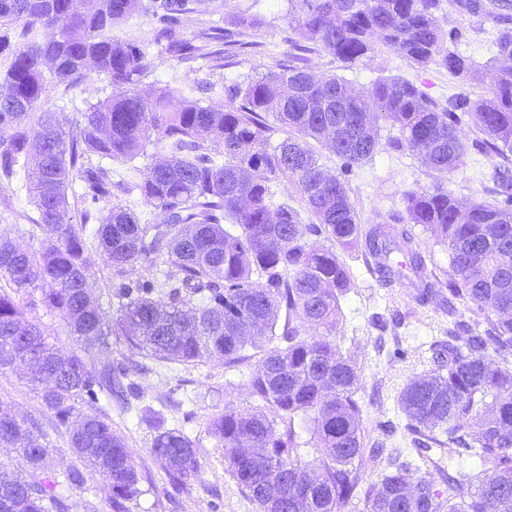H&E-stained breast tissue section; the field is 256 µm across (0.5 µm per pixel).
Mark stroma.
I'll list each match as a JSON object with an SVG mask.
<instances>
[{
  "label": "stroma",
  "mask_w": 512,
  "mask_h": 512,
  "mask_svg": "<svg viewBox=\"0 0 512 512\" xmlns=\"http://www.w3.org/2000/svg\"><path fill=\"white\" fill-rule=\"evenodd\" d=\"M289 8L288 0H258L253 9L258 22L250 34L253 41L261 44L260 54L234 59L221 70L206 68L198 61L177 62L161 47H153L154 70L140 83L141 93L146 95L156 87L166 86L178 99L197 98L205 105L223 100L226 76L264 71L288 52ZM437 21L443 29L457 27L464 31L465 37L456 49L482 64L478 79L454 77L435 66L418 67L382 46L353 64L317 50L307 54L306 64L315 73L344 78L357 90L382 76H400L439 102L462 89L476 97L486 94L491 69L496 64L491 22L480 15L451 9L438 13ZM111 93L105 76L95 74L74 87L51 86L39 109L56 113L64 127L72 129L84 123L90 104ZM493 173V160L483 156H468L458 171L448 174L424 166L409 154L381 150L350 176L349 195L360 223L382 224L392 212L402 209L401 194L408 189L438 185L465 202L489 200ZM23 184L19 177L0 180V200L11 198L14 205L10 212L0 207V235L34 249L39 242L26 219L34 208L27 203ZM340 255L350 269L352 287L341 301L342 317L334 335L340 352L353 362L360 375L358 399L365 448L400 453L411 464L409 478L413 481L426 475L439 484L451 471H488V464L477 458L441 456L426 437L408 430V418L398 403V394L408 380L433 369L432 345L447 338L453 319L480 324L483 316L463 308L456 315H449L447 303L439 298L417 304L411 283L392 288L379 286L360 248L341 250ZM109 358L131 365L129 380L136 387L135 396L128 400L104 396L97 405L124 436L132 464L143 478L144 493L130 503V512H257L227 471L223 449L207 431L213 416L255 406L249 379L256 369L257 357L231 368L218 358L198 364L159 363L137 354L118 338L112 342ZM148 404L164 412L169 426L183 429L195 441L200 463L197 476L174 481L156 461L150 450L151 432L139 420L141 408ZM1 405L38 420L49 439L53 468L62 471L75 463L65 430L56 428L53 417L43 409L25 371H0Z\"/></svg>",
  "instance_id": "35a3bbf8"
}]
</instances>
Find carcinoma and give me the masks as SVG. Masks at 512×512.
<instances>
[{
  "label": "carcinoma",
  "instance_id": "obj_1",
  "mask_svg": "<svg viewBox=\"0 0 512 512\" xmlns=\"http://www.w3.org/2000/svg\"><path fill=\"white\" fill-rule=\"evenodd\" d=\"M446 1L458 12L484 11L480 0H296L288 38L294 63L239 76L224 85L222 103L185 98L175 105L166 87L149 97L139 91L153 66L147 46L106 32L144 13L153 21V42L171 56L221 69L229 57L260 52L248 34L256 21L250 8L223 28L190 33L199 0H88L82 10L77 0H0L8 88L0 97V177L25 174L41 232L34 251L0 236V370H32L43 407L89 467L52 470L38 424L0 407V449L15 453L28 472L21 480L0 465V512L77 509L58 489L82 487L91 474L109 489L112 512H129L127 503L143 494L125 439L107 414H85L70 427L77 403L92 408L103 393L121 398L134 390L123 383L128 366L92 364L109 351L112 336L166 363L214 357L232 367L248 358L249 347L261 353L250 378L258 405L208 423L229 471L258 512H346L359 499L357 462L365 451L360 380L329 333L351 276L339 254L310 240L363 248L379 285L390 287L401 278L395 252L424 272L418 224L448 246V313L459 300L484 315L488 328L454 322L448 340L432 349L435 369L411 379L398 401L410 430L438 431L448 453L464 449L492 470L448 477L444 498L429 480L410 482L409 466L392 464L379 487L364 492L366 509L512 512V16L505 13L512 6L491 16L501 65L489 94L477 99L463 90L437 102L400 76L380 77L355 93L341 77L298 66L316 46L353 63L382 45L417 65L472 76L476 62L455 50L461 31L435 23ZM92 73L105 75L117 93L91 105L82 125L67 131L56 115L34 114L50 85L70 87ZM382 120L398 134L382 137ZM464 124L473 129L469 141ZM279 132L286 138L274 145ZM311 139L330 141L342 176L319 165ZM150 146L166 157L142 181H112L103 161H132ZM383 147L448 174L470 153L500 158L494 202L464 203L440 186L406 191L390 224L364 227L344 176ZM281 176L295 184L301 207L274 202ZM76 180L83 183L85 224L115 189L138 193L165 215L153 224L115 203L93 229L118 301L115 318L87 286L86 238L68 197ZM163 264L161 279L131 277L138 266ZM438 293L439 282L424 278L415 300L425 304ZM23 304L58 316L74 347L60 349L42 323L21 320ZM281 309L288 320L279 330ZM306 324L328 335L307 339ZM147 413L155 459L174 480L195 476L194 441L164 427L158 412ZM298 416L309 422L308 439L295 428Z\"/></svg>",
  "mask_w": 512,
  "mask_h": 512
}]
</instances>
